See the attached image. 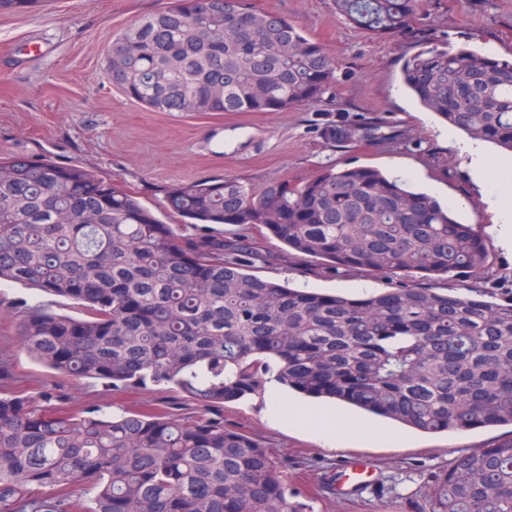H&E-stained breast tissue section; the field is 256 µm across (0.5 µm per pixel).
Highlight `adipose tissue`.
<instances>
[{
  "label": "adipose tissue",
  "instance_id": "obj_1",
  "mask_svg": "<svg viewBox=\"0 0 512 512\" xmlns=\"http://www.w3.org/2000/svg\"><path fill=\"white\" fill-rule=\"evenodd\" d=\"M459 148L466 154L476 178L487 185L485 201L496 212L498 220L494 225L504 246L512 249V203L504 193L506 185L512 183V163L488 153L481 143L460 142ZM267 415L276 423L295 424L305 422L311 437L327 446L336 443L339 435L360 433L361 423L341 414L332 407H303L286 403L279 389H271Z\"/></svg>",
  "mask_w": 512,
  "mask_h": 512
}]
</instances>
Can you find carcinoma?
Segmentation results:
<instances>
[{"label": "carcinoma", "instance_id": "obj_1", "mask_svg": "<svg viewBox=\"0 0 512 512\" xmlns=\"http://www.w3.org/2000/svg\"><path fill=\"white\" fill-rule=\"evenodd\" d=\"M373 36L405 31L420 0H334ZM336 62L288 17L251 0H172L115 37L105 73L154 112H284L316 104ZM405 87L470 138L512 154V60L432 49ZM182 234L77 164L0 159V282L72 302L0 309L21 344L62 377L108 390L173 387L201 412L119 417L73 411L64 390L9 391L0 361V512H309L282 464L224 425L227 401L272 379L288 392L427 433L512 426V299L443 293L425 281L484 267L472 225L369 167L299 183L227 177L168 192ZM261 225L292 251L415 279L364 298L260 279ZM431 512H512V440L463 454L428 493Z\"/></svg>", "mask_w": 512, "mask_h": 512}]
</instances>
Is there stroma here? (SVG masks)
<instances>
[{
    "instance_id": "1",
    "label": "stroma",
    "mask_w": 512,
    "mask_h": 512,
    "mask_svg": "<svg viewBox=\"0 0 512 512\" xmlns=\"http://www.w3.org/2000/svg\"><path fill=\"white\" fill-rule=\"evenodd\" d=\"M169 0H35L0 8V158L43 157L75 163L120 185L168 224L167 191L195 180L227 176L254 185L310 179L324 170L372 167L406 179L440 204L455 202L462 222L483 230L495 219L483 188L456 146L462 134L422 109L402 88L406 59L439 48L477 50L512 59V0H424L410 28L371 36L343 22L334 0H254L294 20L335 59L321 103L285 112H152L129 100L103 71L113 37ZM336 139H329V131ZM262 261L251 274L295 288L359 298L400 286L401 278L288 251L261 226L249 230ZM488 261L479 271L449 274L435 287L489 300L512 298V251L487 235ZM0 360L10 387L31 393L61 383L79 407L119 415L160 406L178 418L196 416L195 402L175 389L109 391L89 380L61 378L23 350L16 321L0 319ZM267 392L225 403V425L246 431L284 465L289 484L308 492L311 512H427V493L460 454L512 440V426L463 433L396 431L369 420V437L329 448L305 427L272 423ZM364 457L374 487L337 496L333 477L352 457Z\"/></svg>"
}]
</instances>
